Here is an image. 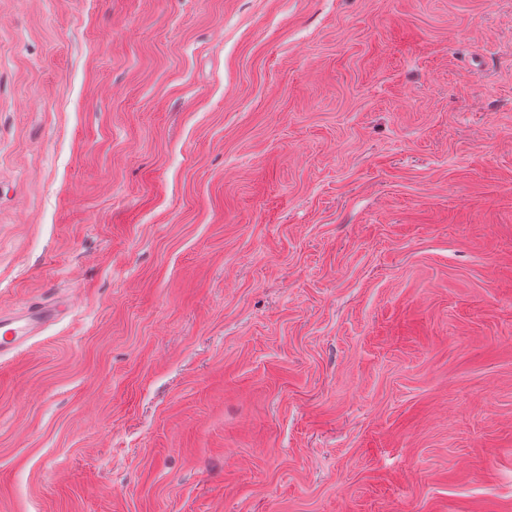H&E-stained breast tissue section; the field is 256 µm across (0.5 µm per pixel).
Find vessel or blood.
Instances as JSON below:
<instances>
[{"label": "vessel or blood", "instance_id": "b4317fda", "mask_svg": "<svg viewBox=\"0 0 512 512\" xmlns=\"http://www.w3.org/2000/svg\"><path fill=\"white\" fill-rule=\"evenodd\" d=\"M65 313L64 304L49 300L29 304L16 312L1 311L0 356L20 348L38 336L48 324L62 318Z\"/></svg>", "mask_w": 512, "mask_h": 512}]
</instances>
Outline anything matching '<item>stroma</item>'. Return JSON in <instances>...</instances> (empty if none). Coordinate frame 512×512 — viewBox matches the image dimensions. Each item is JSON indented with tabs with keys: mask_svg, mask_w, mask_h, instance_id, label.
I'll return each mask as SVG.
<instances>
[{
	"mask_svg": "<svg viewBox=\"0 0 512 512\" xmlns=\"http://www.w3.org/2000/svg\"><path fill=\"white\" fill-rule=\"evenodd\" d=\"M0 512H512V0H0ZM66 313L64 304L58 301L30 303L21 311L0 312V357L12 352L30 339L38 336L44 328L62 318Z\"/></svg>",
	"mask_w": 512,
	"mask_h": 512,
	"instance_id": "35a3bbf8",
	"label": "stroma"
}]
</instances>
